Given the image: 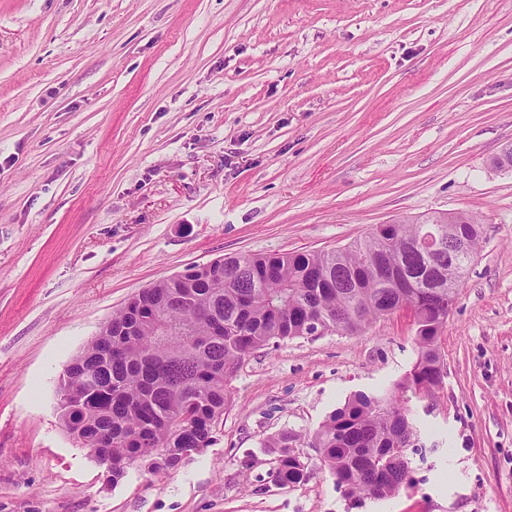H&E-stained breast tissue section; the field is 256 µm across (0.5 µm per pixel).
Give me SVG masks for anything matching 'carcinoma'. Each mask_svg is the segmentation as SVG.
<instances>
[{"label": "carcinoma", "instance_id": "carcinoma-1", "mask_svg": "<svg viewBox=\"0 0 512 512\" xmlns=\"http://www.w3.org/2000/svg\"><path fill=\"white\" fill-rule=\"evenodd\" d=\"M482 235L473 216L450 222L437 213L330 252L229 256L161 280L113 315L65 369L58 387L65 428L99 450L114 483L134 461L175 470L211 444L227 384L247 355L303 336L309 320L358 333L411 309L419 349L411 370L387 389L356 394L311 440L347 495L390 497L408 479L416 434L405 396H433L443 383L448 285L466 271L418 241L434 236L448 248L463 238L474 254ZM295 440L283 432L270 444L280 449L273 472L283 485L306 476Z\"/></svg>", "mask_w": 512, "mask_h": 512}]
</instances>
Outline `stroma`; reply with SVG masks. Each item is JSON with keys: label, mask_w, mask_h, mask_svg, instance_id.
<instances>
[{"label": "stroma", "mask_w": 512, "mask_h": 512, "mask_svg": "<svg viewBox=\"0 0 512 512\" xmlns=\"http://www.w3.org/2000/svg\"><path fill=\"white\" fill-rule=\"evenodd\" d=\"M508 144L512 0H0V512H512ZM434 212L483 240L392 497L348 499L310 441L410 371L404 311L247 356L178 469L111 483L66 431L60 376L143 288ZM295 435L289 432L280 433L269 448H281L273 469L277 481L282 485L300 483L306 476L307 464L293 446Z\"/></svg>", "instance_id": "obj_1"}]
</instances>
